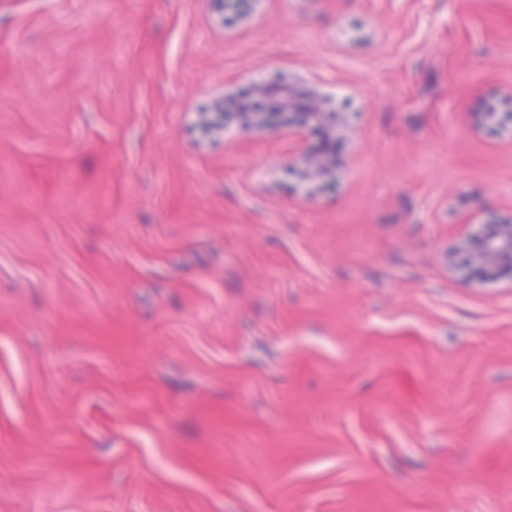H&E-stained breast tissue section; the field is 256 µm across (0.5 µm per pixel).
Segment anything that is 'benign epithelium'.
<instances>
[{
	"mask_svg": "<svg viewBox=\"0 0 512 512\" xmlns=\"http://www.w3.org/2000/svg\"><path fill=\"white\" fill-rule=\"evenodd\" d=\"M221 23L232 26L251 16L257 0H212ZM219 111L201 112L197 129L208 139L224 135L235 126L251 132L277 131L284 126L323 131L327 139H342L349 116L328 107V99L314 90L304 98L276 80L251 83L236 96L217 100ZM470 126L477 133L512 138V91L488 95L478 111L470 113ZM339 163L329 151L300 155L288 169V178L313 189L333 188ZM480 230L456 247L447 263L470 280L502 279L512 281V217L506 219L482 209Z\"/></svg>",
	"mask_w": 512,
	"mask_h": 512,
	"instance_id": "benign-epithelium-1",
	"label": "benign epithelium"
}]
</instances>
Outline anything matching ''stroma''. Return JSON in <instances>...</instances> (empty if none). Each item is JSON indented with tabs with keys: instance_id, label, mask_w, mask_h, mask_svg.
I'll list each match as a JSON object with an SVG mask.
<instances>
[{
	"instance_id": "stroma-1",
	"label": "stroma",
	"mask_w": 512,
	"mask_h": 512,
	"mask_svg": "<svg viewBox=\"0 0 512 512\" xmlns=\"http://www.w3.org/2000/svg\"><path fill=\"white\" fill-rule=\"evenodd\" d=\"M281 74L358 120L197 139ZM512 0H0V512H512ZM222 25L232 26L251 16L252 5L257 0H211ZM470 126L477 133L507 135L512 140V89L507 94L484 97L480 109L470 113ZM339 163L334 152L300 155L288 169V178L313 189L333 188L338 179ZM480 230L456 247L446 261L466 279L512 281V217L506 219L481 209Z\"/></svg>"
}]
</instances>
